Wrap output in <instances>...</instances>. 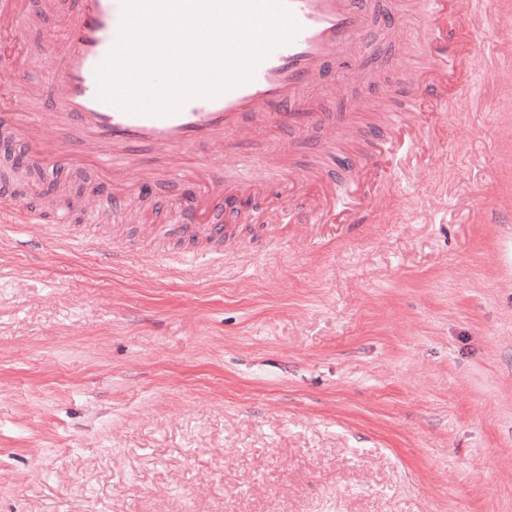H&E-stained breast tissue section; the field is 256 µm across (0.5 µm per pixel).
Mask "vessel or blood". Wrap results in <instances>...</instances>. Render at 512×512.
I'll return each mask as SVG.
<instances>
[{
    "label": "vessel or blood",
    "mask_w": 512,
    "mask_h": 512,
    "mask_svg": "<svg viewBox=\"0 0 512 512\" xmlns=\"http://www.w3.org/2000/svg\"><path fill=\"white\" fill-rule=\"evenodd\" d=\"M298 31L292 42L276 46L262 61L252 81L213 98L193 97L166 116L129 113L99 98L96 69L116 44L122 24L120 0H0V30L48 24L69 18L60 44L44 52V71L32 76L20 64L12 41L0 38V69L10 71L25 94L16 104L0 102V144H20L39 161L51 181L65 183L70 172L93 163L110 194L88 204L73 197L68 211L56 218L59 236L83 243L102 261L123 257L112 248L110 233L87 236L71 224L111 220L150 196L163 180L183 182L188 195L165 207L169 224L188 228L191 236L173 262L196 258L223 259L226 214L241 224L277 218L293 220L292 200H302L312 224H356L377 208L374 191L398 157L414 159L423 139L434 136L435 123L449 101H465L486 81L471 66L474 57L499 50L496 111L512 116V0H490L489 28L466 12L461 0H285ZM384 23L391 45H419L401 56L399 75L378 81L365 64L363 44L377 23ZM361 81L367 96L383 99V135L375 150L349 159L363 178L344 201L322 169L294 168L279 152L247 158L234 182L222 170L204 163L185 164L187 148L224 143L267 121L304 136L323 123L316 109L300 111L315 89L333 99L343 96L336 74ZM53 138H44L45 129ZM144 147L165 152L163 164L141 156ZM53 200L33 208L14 197L0 200V222H43Z\"/></svg>",
    "instance_id": "1"
}]
</instances>
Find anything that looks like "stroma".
<instances>
[{
  "instance_id": "stroma-1",
  "label": "stroma",
  "mask_w": 512,
  "mask_h": 512,
  "mask_svg": "<svg viewBox=\"0 0 512 512\" xmlns=\"http://www.w3.org/2000/svg\"><path fill=\"white\" fill-rule=\"evenodd\" d=\"M486 86L367 223L224 227L192 271L0 223V512H512V175ZM336 138L371 148L372 110ZM279 146L257 125L191 161Z\"/></svg>"
}]
</instances>
